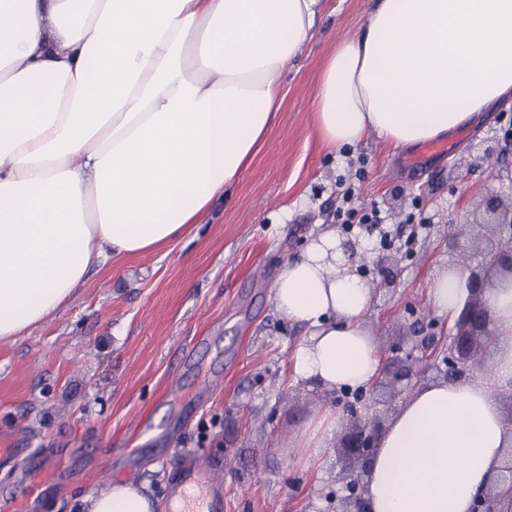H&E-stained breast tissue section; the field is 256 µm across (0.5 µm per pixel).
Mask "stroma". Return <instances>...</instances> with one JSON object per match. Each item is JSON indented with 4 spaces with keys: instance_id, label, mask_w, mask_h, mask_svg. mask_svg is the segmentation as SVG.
I'll list each match as a JSON object with an SVG mask.
<instances>
[{
    "instance_id": "35a3bbf8",
    "label": "stroma",
    "mask_w": 512,
    "mask_h": 512,
    "mask_svg": "<svg viewBox=\"0 0 512 512\" xmlns=\"http://www.w3.org/2000/svg\"><path fill=\"white\" fill-rule=\"evenodd\" d=\"M372 0H329L313 36L277 79L282 109L266 144L208 223L146 254L94 268L75 299L28 334L0 341V426L22 421L40 453L72 449L58 482L33 489L29 462L0 466V488L34 500V512H80L103 470L167 502L186 452L224 462L221 512H336L339 477L356 472L339 440L320 457L305 441L336 413L324 391L295 381L291 352L302 325L281 315L274 283L312 235L336 231L353 271L391 287L365 315L379 356L411 352L417 330L446 322L427 297L432 276L466 247L480 266L497 241L479 224L480 189L512 196V149L492 162L484 144L512 134V108L447 141L396 154L375 135L330 152L313 125L318 74L336 42L353 38ZM364 160L361 200L389 224L406 213L431 228L409 248L377 250L333 214L336 181ZM475 225L462 235L465 222ZM120 448L137 458L115 461Z\"/></svg>"
}]
</instances>
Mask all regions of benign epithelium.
<instances>
[{
	"label": "benign epithelium",
	"mask_w": 512,
	"mask_h": 512,
	"mask_svg": "<svg viewBox=\"0 0 512 512\" xmlns=\"http://www.w3.org/2000/svg\"><path fill=\"white\" fill-rule=\"evenodd\" d=\"M480 206L482 223L496 226L497 243L487 253L484 266L478 271H470L468 301L455 321L454 328L448 331V353L442 358L445 366L443 374L459 379L474 377V358L480 340L488 342L495 339L491 329L492 320L485 304V293L494 284L491 272L512 275V239L505 237V229L512 227V201L504 202L497 192L490 189L481 195ZM432 343L431 336H415V347L420 351V356L403 359L395 354L386 358L374 382L368 389L361 391L359 402L364 405V412L360 414L355 408H344V412L353 421L352 431L342 438V448L361 462L362 472L368 471L382 433L380 418L373 408L380 384L396 387L404 381H411L420 374V363L427 369L437 367L438 354L433 352ZM342 482L346 489L345 495L339 499V512H368L363 479L348 476ZM498 483L508 486V494H500L491 486L477 497L471 512H512V456L508 457L502 467Z\"/></svg>",
	"instance_id": "7a95c632"
}]
</instances>
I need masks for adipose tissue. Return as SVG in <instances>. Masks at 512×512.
<instances>
[{"instance_id": "adipose-tissue-1", "label": "adipose tissue", "mask_w": 512, "mask_h": 512, "mask_svg": "<svg viewBox=\"0 0 512 512\" xmlns=\"http://www.w3.org/2000/svg\"><path fill=\"white\" fill-rule=\"evenodd\" d=\"M326 0H0V340L72 301L108 255L161 248L205 223L251 164L282 104L274 78ZM512 102V0H374L360 34L324 59L314 126L332 151L376 135L397 151L475 127ZM373 288L335 232L310 240L274 284L304 325L296 380L367 387L380 363L363 325ZM432 277L435 313L469 298ZM485 302L496 360L477 380L419 387L394 413L366 476L369 512H470L512 427V284ZM131 483L84 512H156Z\"/></svg>"}]
</instances>
